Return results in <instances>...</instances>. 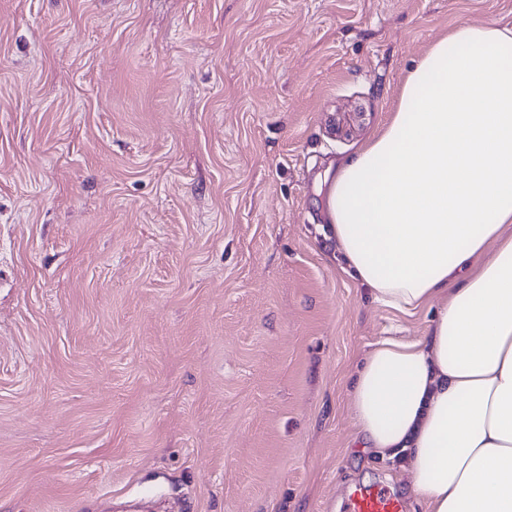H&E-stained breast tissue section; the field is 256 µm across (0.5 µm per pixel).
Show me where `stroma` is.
Instances as JSON below:
<instances>
[{
    "label": "stroma",
    "instance_id": "stroma-1",
    "mask_svg": "<svg viewBox=\"0 0 512 512\" xmlns=\"http://www.w3.org/2000/svg\"><path fill=\"white\" fill-rule=\"evenodd\" d=\"M512 0H0V512H424L349 384L418 340L319 187ZM398 494L383 485H356L349 490L344 512H404Z\"/></svg>",
    "mask_w": 512,
    "mask_h": 512
}]
</instances>
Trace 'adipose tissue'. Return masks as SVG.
<instances>
[{
  "label": "adipose tissue",
  "instance_id": "1",
  "mask_svg": "<svg viewBox=\"0 0 512 512\" xmlns=\"http://www.w3.org/2000/svg\"><path fill=\"white\" fill-rule=\"evenodd\" d=\"M344 271L424 338L367 352L350 410L407 453L427 512H512V29L460 24L409 71L379 133L325 179Z\"/></svg>",
  "mask_w": 512,
  "mask_h": 512
}]
</instances>
